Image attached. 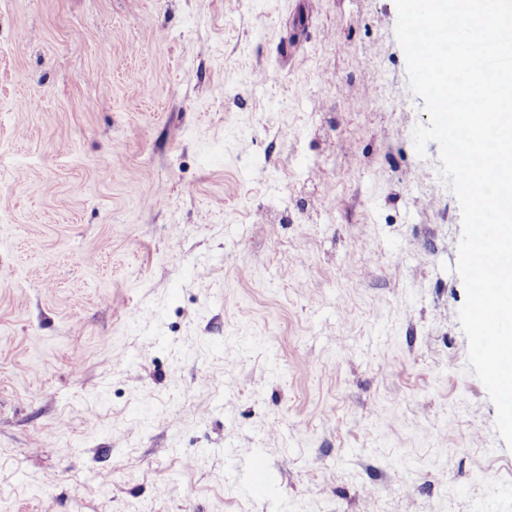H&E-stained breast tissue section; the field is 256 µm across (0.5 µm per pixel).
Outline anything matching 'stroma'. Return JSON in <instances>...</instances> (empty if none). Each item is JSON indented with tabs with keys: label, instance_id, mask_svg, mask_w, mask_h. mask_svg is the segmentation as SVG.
<instances>
[{
	"label": "stroma",
	"instance_id": "stroma-1",
	"mask_svg": "<svg viewBox=\"0 0 512 512\" xmlns=\"http://www.w3.org/2000/svg\"><path fill=\"white\" fill-rule=\"evenodd\" d=\"M396 21L0 0V512H512ZM249 476L253 489L260 493H266L271 482V476L264 466L262 456L257 454L248 466Z\"/></svg>",
	"mask_w": 512,
	"mask_h": 512
}]
</instances>
